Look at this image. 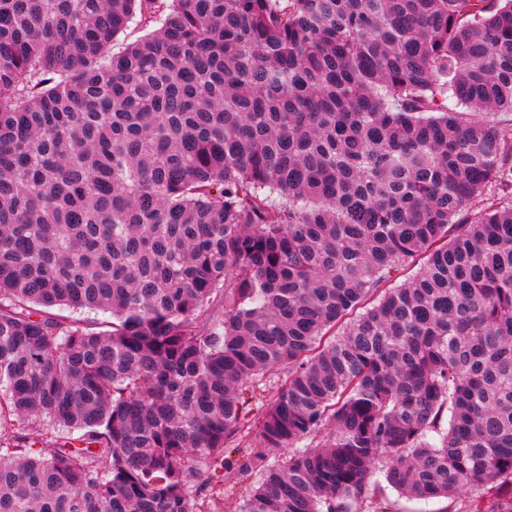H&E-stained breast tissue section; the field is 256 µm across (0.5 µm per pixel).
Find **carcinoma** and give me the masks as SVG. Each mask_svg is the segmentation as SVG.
Returning <instances> with one entry per match:
<instances>
[{"label":"carcinoma","instance_id":"1","mask_svg":"<svg viewBox=\"0 0 512 512\" xmlns=\"http://www.w3.org/2000/svg\"><path fill=\"white\" fill-rule=\"evenodd\" d=\"M504 114L512 0H0V512H512ZM387 496L396 503L399 512H446L447 500H407L399 498L392 489L386 490Z\"/></svg>","mask_w":512,"mask_h":512}]
</instances>
